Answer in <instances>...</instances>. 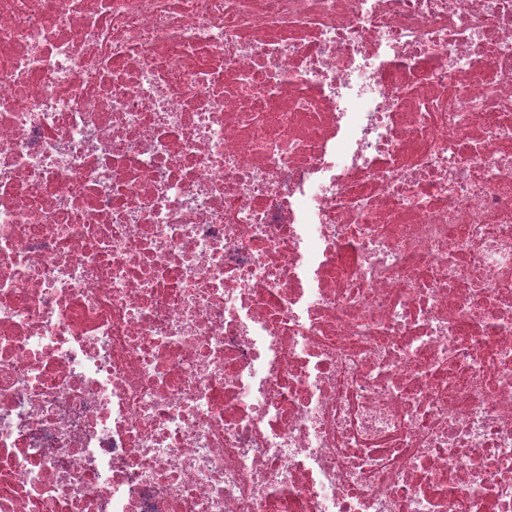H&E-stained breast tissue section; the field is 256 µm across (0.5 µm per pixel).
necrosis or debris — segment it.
Here are the masks:
<instances>
[{
	"label": "necrosis or debris",
	"mask_w": 512,
	"mask_h": 512,
	"mask_svg": "<svg viewBox=\"0 0 512 512\" xmlns=\"http://www.w3.org/2000/svg\"><path fill=\"white\" fill-rule=\"evenodd\" d=\"M0 512H512V0H0Z\"/></svg>",
	"instance_id": "1"
}]
</instances>
